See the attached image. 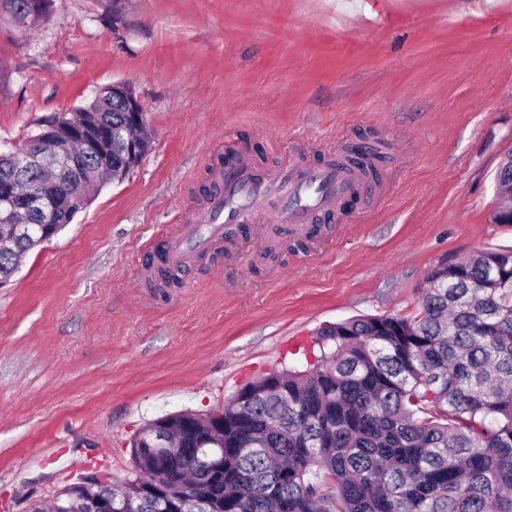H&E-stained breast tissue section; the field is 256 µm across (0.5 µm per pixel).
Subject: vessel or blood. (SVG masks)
Masks as SVG:
<instances>
[{
  "instance_id": "vessel-or-blood-1",
  "label": "vessel or blood",
  "mask_w": 512,
  "mask_h": 512,
  "mask_svg": "<svg viewBox=\"0 0 512 512\" xmlns=\"http://www.w3.org/2000/svg\"><path fill=\"white\" fill-rule=\"evenodd\" d=\"M224 189L212 195L191 223L166 237L169 263L182 265L224 240L228 224H289L299 228L336 210L364 180L361 167L339 158L326 165L297 159L280 169L259 167L239 154L224 168Z\"/></svg>"
}]
</instances>
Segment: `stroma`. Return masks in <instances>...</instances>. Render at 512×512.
Listing matches in <instances>:
<instances>
[{"instance_id":"35a3bbf8","label":"stroma","mask_w":512,"mask_h":512,"mask_svg":"<svg viewBox=\"0 0 512 512\" xmlns=\"http://www.w3.org/2000/svg\"><path fill=\"white\" fill-rule=\"evenodd\" d=\"M130 82L151 151L105 185L0 288V512H30L89 471L134 470L130 438L305 365L322 329L411 313L427 273L512 248L494 224L512 153V0H53L0 11V145ZM383 157L376 189L277 224L156 288L146 259L222 188L224 156L312 165Z\"/></svg>"}]
</instances>
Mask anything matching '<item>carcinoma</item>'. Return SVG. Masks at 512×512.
I'll list each match as a JSON object with an SVG mask.
<instances>
[{
	"instance_id": "cac0c4a2",
	"label": "carcinoma",
	"mask_w": 512,
	"mask_h": 512,
	"mask_svg": "<svg viewBox=\"0 0 512 512\" xmlns=\"http://www.w3.org/2000/svg\"><path fill=\"white\" fill-rule=\"evenodd\" d=\"M76 113L102 121L117 149L131 136L149 147L110 94ZM79 211L20 221L55 235ZM39 245L0 251V278ZM180 271L158 269L155 287L177 286ZM317 346L309 368H275L224 404L223 469L201 430L168 453L134 437V477L94 492L117 507L131 498L133 512H165L185 489L200 505L188 512H512V250L436 267L413 314L351 318ZM90 499L73 483L51 512H89Z\"/></svg>"
}]
</instances>
